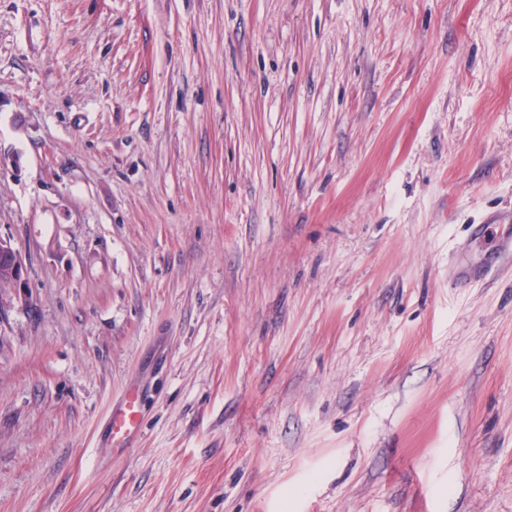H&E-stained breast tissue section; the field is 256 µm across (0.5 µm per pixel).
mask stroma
Returning a JSON list of instances; mask_svg holds the SVG:
<instances>
[{"instance_id":"1","label":"stroma","mask_w":512,"mask_h":512,"mask_svg":"<svg viewBox=\"0 0 512 512\" xmlns=\"http://www.w3.org/2000/svg\"><path fill=\"white\" fill-rule=\"evenodd\" d=\"M508 224L512 0H0V512H512ZM3 266V274L13 288H19L18 298L23 300L21 288L25 286V275L27 271L26 260L12 248V246L0 237V272ZM141 407L140 392L134 387L128 388L112 404L105 420L104 432L96 443L97 455H119L131 448L132 441L139 434L143 423Z\"/></svg>"}]
</instances>
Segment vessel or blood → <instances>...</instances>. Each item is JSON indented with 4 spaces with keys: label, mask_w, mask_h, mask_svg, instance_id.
<instances>
[{
    "label": "vessel or blood",
    "mask_w": 512,
    "mask_h": 512,
    "mask_svg": "<svg viewBox=\"0 0 512 512\" xmlns=\"http://www.w3.org/2000/svg\"><path fill=\"white\" fill-rule=\"evenodd\" d=\"M142 423L140 392L136 388H128L110 408L104 432L96 443L97 455L112 456L124 453L139 434Z\"/></svg>",
    "instance_id": "b4317fda"
}]
</instances>
